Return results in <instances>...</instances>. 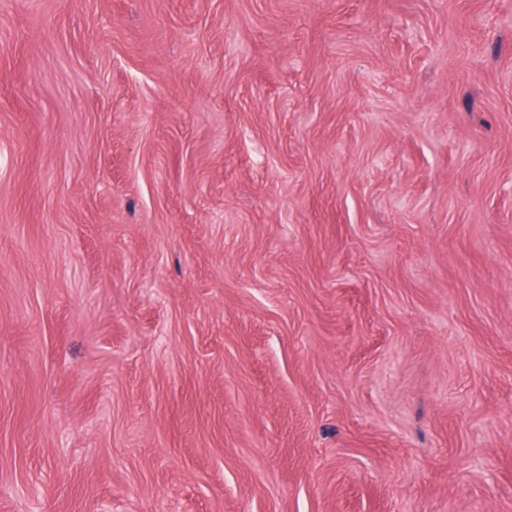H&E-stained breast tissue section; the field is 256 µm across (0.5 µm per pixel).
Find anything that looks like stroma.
Masks as SVG:
<instances>
[{"mask_svg":"<svg viewBox=\"0 0 512 512\" xmlns=\"http://www.w3.org/2000/svg\"><path fill=\"white\" fill-rule=\"evenodd\" d=\"M512 512V0H0V512Z\"/></svg>","mask_w":512,"mask_h":512,"instance_id":"stroma-1","label":"stroma"}]
</instances>
